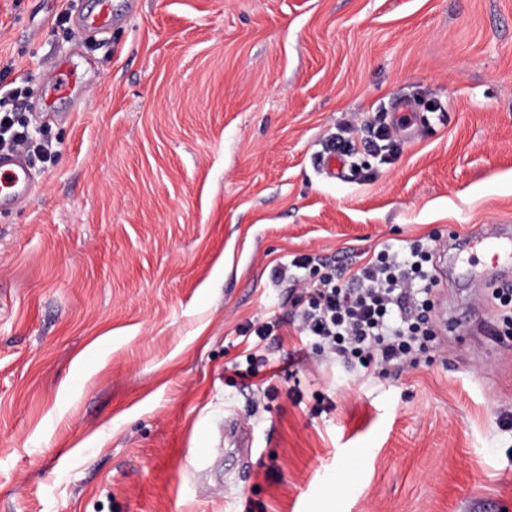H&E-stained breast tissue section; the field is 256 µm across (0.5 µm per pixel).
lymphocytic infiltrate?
Listing matches in <instances>:
<instances>
[{
    "label": "lymphocytic infiltrate",
    "mask_w": 512,
    "mask_h": 512,
    "mask_svg": "<svg viewBox=\"0 0 512 512\" xmlns=\"http://www.w3.org/2000/svg\"><path fill=\"white\" fill-rule=\"evenodd\" d=\"M19 91L0 97V149L48 156L28 126L16 124ZM433 245L416 240L398 250L382 248L355 271L302 255L273 267L276 283L303 285L308 298L297 311L298 331L331 359L354 363L364 375L416 367L435 338L427 286Z\"/></svg>",
    "instance_id": "1"
}]
</instances>
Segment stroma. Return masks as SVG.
<instances>
[{
	"mask_svg": "<svg viewBox=\"0 0 512 512\" xmlns=\"http://www.w3.org/2000/svg\"><path fill=\"white\" fill-rule=\"evenodd\" d=\"M96 3L0 0V89L55 151L0 210V512H512V337L468 277L512 234V0H112L89 35ZM62 58L78 103L48 112ZM375 116L393 152L328 178L326 139ZM428 236L416 368L299 336L276 263ZM279 322H266L263 323L256 328L253 329L252 332L249 333L247 340L252 336L253 341L251 343L252 349H256L253 353L246 356V362L248 364V368L250 370L255 371V368L263 367L266 363V358L264 355H257V352L261 350L262 344L265 340H267L268 336L272 335V331L275 327H278Z\"/></svg>",
	"mask_w": 512,
	"mask_h": 512,
	"instance_id": "35a3bbf8",
	"label": "stroma"
}]
</instances>
